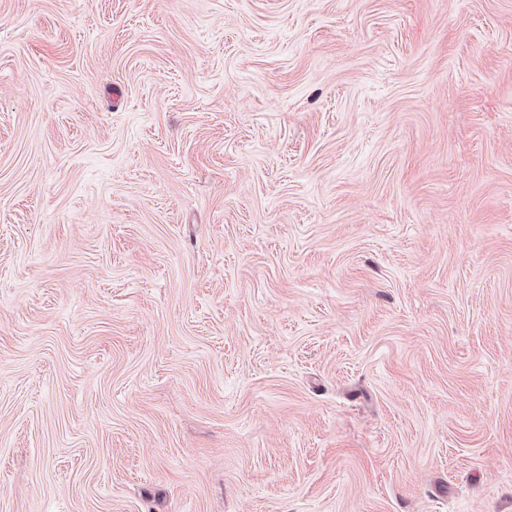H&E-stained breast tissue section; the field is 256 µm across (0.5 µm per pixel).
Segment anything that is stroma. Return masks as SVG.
I'll list each match as a JSON object with an SVG mask.
<instances>
[{
  "mask_svg": "<svg viewBox=\"0 0 512 512\" xmlns=\"http://www.w3.org/2000/svg\"><path fill=\"white\" fill-rule=\"evenodd\" d=\"M0 512H512V0H0Z\"/></svg>",
  "mask_w": 512,
  "mask_h": 512,
  "instance_id": "stroma-1",
  "label": "stroma"
}]
</instances>
